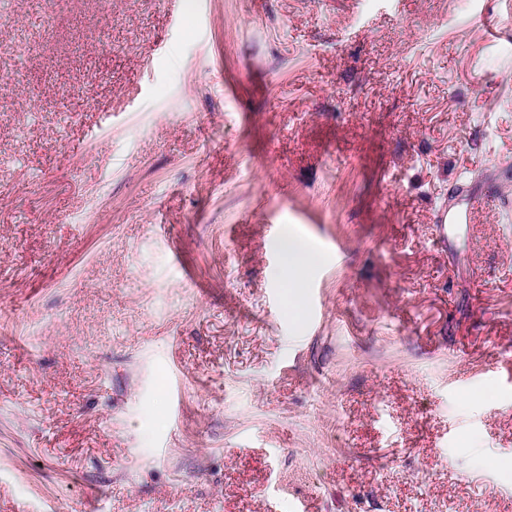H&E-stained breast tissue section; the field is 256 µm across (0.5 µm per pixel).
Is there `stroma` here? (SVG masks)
<instances>
[{
	"mask_svg": "<svg viewBox=\"0 0 512 512\" xmlns=\"http://www.w3.org/2000/svg\"><path fill=\"white\" fill-rule=\"evenodd\" d=\"M0 12V512H512V0ZM483 208L508 210L511 208V199L495 189L487 190L474 197L469 209L459 210L450 215L443 212L438 215L437 222L439 224H475L479 210ZM282 250L284 265L294 275L293 281H287L284 284V287L288 288V305L289 308H297L295 291L300 288V280L309 269L321 262V256L306 241L292 232L286 234Z\"/></svg>",
	"mask_w": 512,
	"mask_h": 512,
	"instance_id": "obj_1",
	"label": "stroma"
}]
</instances>
